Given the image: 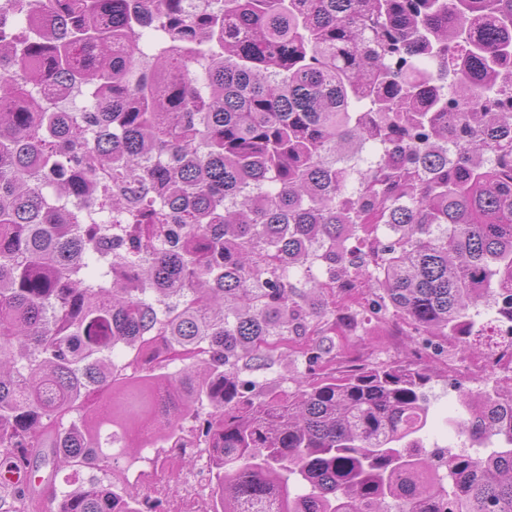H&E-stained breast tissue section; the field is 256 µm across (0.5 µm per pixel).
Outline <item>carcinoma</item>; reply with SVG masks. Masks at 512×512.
I'll return each instance as SVG.
<instances>
[{
  "instance_id": "carcinoma-1",
  "label": "carcinoma",
  "mask_w": 512,
  "mask_h": 512,
  "mask_svg": "<svg viewBox=\"0 0 512 512\" xmlns=\"http://www.w3.org/2000/svg\"><path fill=\"white\" fill-rule=\"evenodd\" d=\"M221 2L0 7V467L50 468L0 512H161L156 443L209 512H512V374L429 451V369L335 368L362 286L463 353L512 323V0ZM297 370L298 365L294 362V357L288 354L287 358L282 357L271 369L260 370L254 372L252 375L282 381L291 377ZM160 449L161 448H145L141 452V456L144 457V459H140L136 464V469L144 472L146 483L143 485V488L145 489V493L152 496L154 495L151 493L150 487H166L169 490H173L180 485L184 475L192 470H180L172 473L168 471L164 472L160 469L155 470L147 458L154 457L156 451ZM206 469L207 463L205 453L200 452L194 470L182 481L180 494L184 509H197L198 503L207 497L209 488L202 479Z\"/></svg>"
}]
</instances>
